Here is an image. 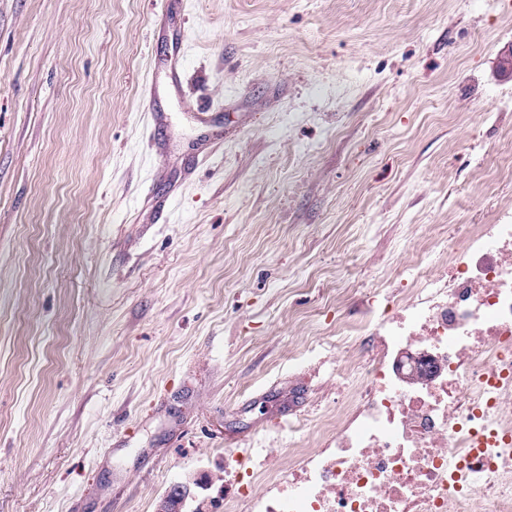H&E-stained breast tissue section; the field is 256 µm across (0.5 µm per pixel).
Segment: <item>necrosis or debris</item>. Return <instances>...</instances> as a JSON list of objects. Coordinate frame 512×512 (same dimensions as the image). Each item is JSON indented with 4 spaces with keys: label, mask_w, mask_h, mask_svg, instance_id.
<instances>
[{
    "label": "necrosis or debris",
    "mask_w": 512,
    "mask_h": 512,
    "mask_svg": "<svg viewBox=\"0 0 512 512\" xmlns=\"http://www.w3.org/2000/svg\"><path fill=\"white\" fill-rule=\"evenodd\" d=\"M443 262L336 324L338 398L225 512H512V223L433 242Z\"/></svg>",
    "instance_id": "obj_1"
}]
</instances>
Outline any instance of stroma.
Here are the masks:
<instances>
[{"label":"stroma","mask_w":512,"mask_h":512,"mask_svg":"<svg viewBox=\"0 0 512 512\" xmlns=\"http://www.w3.org/2000/svg\"><path fill=\"white\" fill-rule=\"evenodd\" d=\"M510 47L512 0H0V512L287 465L337 322L512 219Z\"/></svg>","instance_id":"obj_1"}]
</instances>
